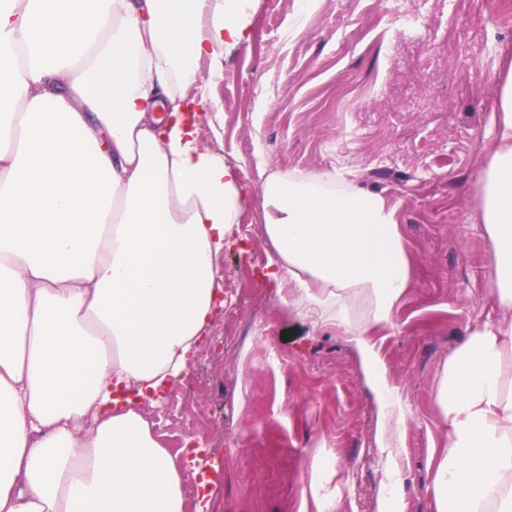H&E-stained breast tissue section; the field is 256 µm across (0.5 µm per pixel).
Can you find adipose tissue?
Instances as JSON below:
<instances>
[{
  "instance_id": "ef3b65f1",
  "label": "adipose tissue",
  "mask_w": 512,
  "mask_h": 512,
  "mask_svg": "<svg viewBox=\"0 0 512 512\" xmlns=\"http://www.w3.org/2000/svg\"><path fill=\"white\" fill-rule=\"evenodd\" d=\"M255 0H0V512H185L183 471L137 406L180 378L217 305L244 196L204 148L196 65ZM477 185L491 314L434 388V512H512V63ZM283 307L335 321L382 410L370 339L410 280L397 206L331 171L262 185Z\"/></svg>"
}]
</instances>
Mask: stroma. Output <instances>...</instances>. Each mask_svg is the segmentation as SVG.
<instances>
[{
  "instance_id": "35a3bbf8",
  "label": "stroma",
  "mask_w": 512,
  "mask_h": 512,
  "mask_svg": "<svg viewBox=\"0 0 512 512\" xmlns=\"http://www.w3.org/2000/svg\"><path fill=\"white\" fill-rule=\"evenodd\" d=\"M512 46V0H257L250 41L196 66L224 122L202 146L250 197L218 260L232 303L182 383L140 412L171 453L195 438L217 464L211 512H382L378 408L335 323L283 308L267 278L261 186L272 171L335 169L398 205L412 261L396 327L373 336L406 411L403 512H434L440 367L490 312L489 244L475 226L491 90ZM331 459L316 466L313 456ZM316 487L319 504H304Z\"/></svg>"
}]
</instances>
